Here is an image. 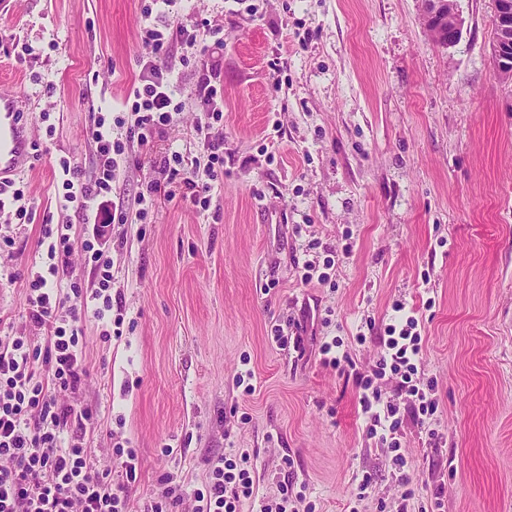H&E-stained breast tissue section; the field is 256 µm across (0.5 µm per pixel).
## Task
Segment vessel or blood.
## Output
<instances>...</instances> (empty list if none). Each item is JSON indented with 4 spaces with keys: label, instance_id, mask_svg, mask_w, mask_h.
Segmentation results:
<instances>
[{
    "label": "vessel or blood",
    "instance_id": "obj_1",
    "mask_svg": "<svg viewBox=\"0 0 512 512\" xmlns=\"http://www.w3.org/2000/svg\"><path fill=\"white\" fill-rule=\"evenodd\" d=\"M33 164L30 127L22 118L20 91L0 86V184L14 180Z\"/></svg>",
    "mask_w": 512,
    "mask_h": 512
}]
</instances>
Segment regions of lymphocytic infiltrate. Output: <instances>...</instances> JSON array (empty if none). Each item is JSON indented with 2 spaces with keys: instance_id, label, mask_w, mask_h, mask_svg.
<instances>
[{
  "instance_id": "1",
  "label": "lymphocytic infiltrate",
  "mask_w": 512,
  "mask_h": 512,
  "mask_svg": "<svg viewBox=\"0 0 512 512\" xmlns=\"http://www.w3.org/2000/svg\"><path fill=\"white\" fill-rule=\"evenodd\" d=\"M142 39L154 47L153 58L142 61L137 84L128 91L124 106L134 122L124 136L112 134V125L97 117L91 131L97 165L84 176L67 158L56 162L55 175L62 193V210L107 212L119 223H145L153 206L156 184H148L134 201L115 196L113 186L126 166L133 145H147L175 115L186 108L176 100L172 81L174 67L165 62L167 37L162 30L145 27ZM193 89L194 102L209 124L224 121V87L214 66L201 62ZM222 138H209V164L199 168L195 159L172 154L165 158L168 197H181L200 209H208L215 182L224 177ZM41 239L47 244L45 258L27 268L24 275L28 316L45 331L44 346L30 337L10 336L0 341V512H129V483L136 480L137 454L117 447L123 457L127 483L113 487L111 471L96 470L91 451L82 443L64 439V429L83 415L61 402L64 392L76 391L87 375L82 356L83 318L93 313L105 318L112 310L111 264L99 241L78 240L75 225L46 224ZM81 249L85 265L99 277L92 292L78 282L62 287L60 272L70 264L74 249ZM391 324L380 337L381 353L370 373L355 372L360 390L359 407L367 434L387 445L396 462H404L397 438L399 409L382 398L378 380L398 375V393L411 398L417 425H425L438 411L433 382L423 381L418 368L423 359L421 322L405 303H396ZM254 467L248 453L218 458L205 488L195 493L196 512H240L243 502L254 499Z\"/></svg>"
}]
</instances>
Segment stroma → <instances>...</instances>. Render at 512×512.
Segmentation results:
<instances>
[{"instance_id":"obj_1","label":"stroma","mask_w":512,"mask_h":512,"mask_svg":"<svg viewBox=\"0 0 512 512\" xmlns=\"http://www.w3.org/2000/svg\"><path fill=\"white\" fill-rule=\"evenodd\" d=\"M143 5L0 0V79L23 74L37 146L16 180L32 221L0 223V319L37 342L17 274L37 260L42 225L85 221L59 206L55 156L92 174L90 130L138 79L143 24L171 33L185 95L195 64L180 29L205 18L223 30L224 181L208 210L160 191L146 223L112 224L122 336L87 320L88 376L66 401L89 419L68 436L116 483L114 444L137 450L132 512L172 484L173 512H194L213 461L241 450L257 488L241 512L277 501L287 479L306 487L298 512H399L404 481L408 512L434 497L445 512H512V82L492 61V0H460L450 48L426 30L421 0H173L148 18ZM195 120L186 107L134 147L117 190L131 199L166 183L171 152L205 158ZM332 251L328 280L302 282L303 262ZM397 301L422 315L441 435L402 404L401 469L367 437L353 380L321 354L337 336L369 369ZM365 473L373 482L352 501Z\"/></svg>"}]
</instances>
